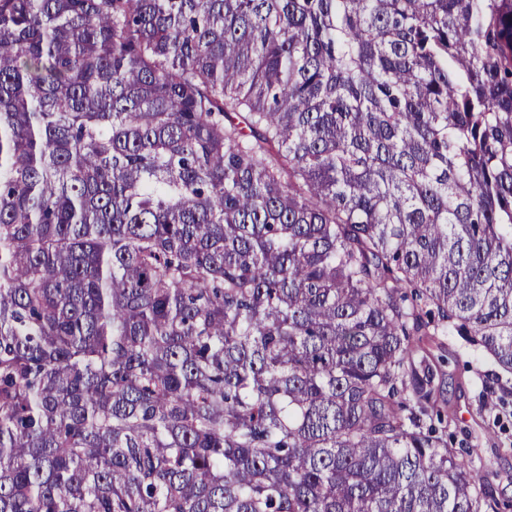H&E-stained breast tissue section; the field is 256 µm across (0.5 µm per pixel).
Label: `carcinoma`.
<instances>
[{"label": "carcinoma", "mask_w": 512, "mask_h": 512, "mask_svg": "<svg viewBox=\"0 0 512 512\" xmlns=\"http://www.w3.org/2000/svg\"><path fill=\"white\" fill-rule=\"evenodd\" d=\"M426 336L512 376V0H0V512H512Z\"/></svg>", "instance_id": "cac0c4a2"}]
</instances>
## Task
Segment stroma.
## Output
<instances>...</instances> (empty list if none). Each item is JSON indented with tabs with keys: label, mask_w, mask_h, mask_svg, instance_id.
Returning <instances> with one entry per match:
<instances>
[{
	"label": "stroma",
	"mask_w": 512,
	"mask_h": 512,
	"mask_svg": "<svg viewBox=\"0 0 512 512\" xmlns=\"http://www.w3.org/2000/svg\"><path fill=\"white\" fill-rule=\"evenodd\" d=\"M443 374L440 405L455 447L469 449L495 471L493 494L512 500V381L499 385L484 359L458 337L429 344Z\"/></svg>",
	"instance_id": "35a3bbf8"
}]
</instances>
